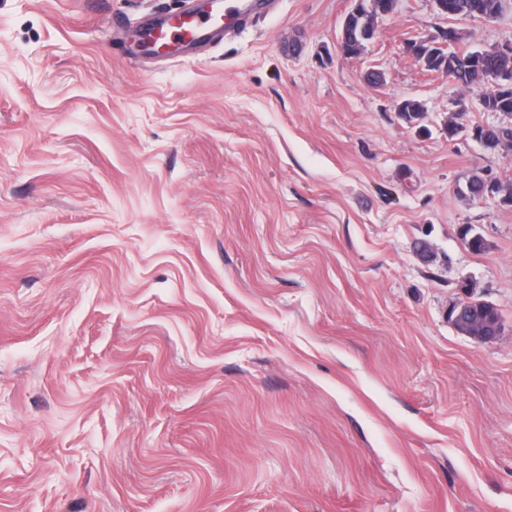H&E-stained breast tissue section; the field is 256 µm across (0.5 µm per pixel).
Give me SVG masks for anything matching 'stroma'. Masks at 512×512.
Wrapping results in <instances>:
<instances>
[{
  "instance_id": "1",
  "label": "stroma",
  "mask_w": 512,
  "mask_h": 512,
  "mask_svg": "<svg viewBox=\"0 0 512 512\" xmlns=\"http://www.w3.org/2000/svg\"><path fill=\"white\" fill-rule=\"evenodd\" d=\"M504 5L345 57L351 0H270L146 60L184 0H0V512H512V205L458 193L512 154L406 50ZM449 314L457 329L476 343L490 344L499 336L498 319L488 308H482L474 301L455 303Z\"/></svg>"
}]
</instances>
